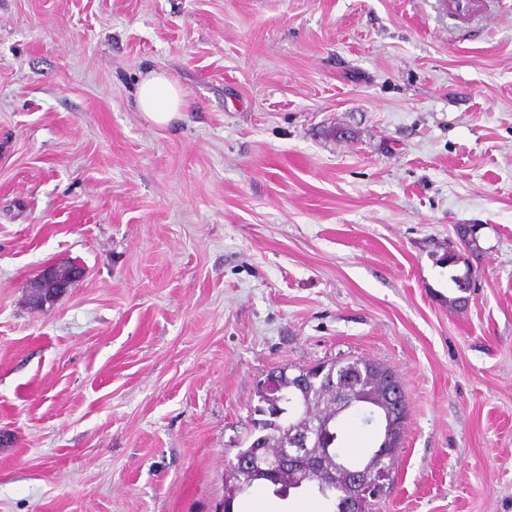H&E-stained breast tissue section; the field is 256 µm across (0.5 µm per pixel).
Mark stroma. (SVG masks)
I'll use <instances>...</instances> for the list:
<instances>
[{"label": "stroma", "instance_id": "1", "mask_svg": "<svg viewBox=\"0 0 512 512\" xmlns=\"http://www.w3.org/2000/svg\"><path fill=\"white\" fill-rule=\"evenodd\" d=\"M357 358L375 512H512V0H0V512H218L258 381ZM137 106L147 119L168 125L181 117L186 101L181 88L164 73L151 72L139 84ZM63 267L64 266L58 262L48 265L39 273L36 280L54 281L57 285V288H59V292L62 294L82 276V270L77 266H72L68 271V277H62L60 276V273ZM398 418L397 421L391 423L390 426V432L387 436L386 440L385 437L388 434V419L387 416L379 415V425H378V431H379V437H378V446L376 448H373L371 452L369 453L371 462L382 450L383 448H394V451L396 448H400L401 440L403 436V430H404V423L405 419L400 418L398 416H395ZM381 423V424H380ZM385 440V444H384ZM385 445V447H384Z\"/></svg>", "mask_w": 512, "mask_h": 512}]
</instances>
